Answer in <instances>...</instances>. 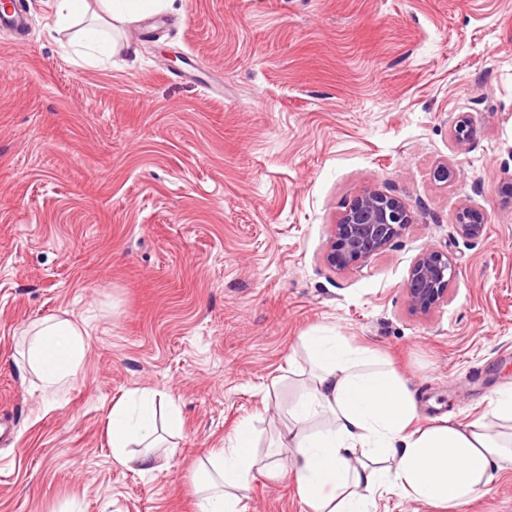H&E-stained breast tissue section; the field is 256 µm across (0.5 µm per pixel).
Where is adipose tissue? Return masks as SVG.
Here are the masks:
<instances>
[{
  "instance_id": "1",
  "label": "adipose tissue",
  "mask_w": 512,
  "mask_h": 512,
  "mask_svg": "<svg viewBox=\"0 0 512 512\" xmlns=\"http://www.w3.org/2000/svg\"><path fill=\"white\" fill-rule=\"evenodd\" d=\"M172 0H53L57 32L68 33L65 52L75 64L94 66L108 50L102 30L83 25L90 8L100 20L123 25L168 9ZM26 365L45 392L76 374L86 351V331L66 317L35 325ZM313 369L309 384L274 440L284 462L267 475H289L309 512H379L387 496L462 512L496 472L512 467V386L496 391L483 418L461 424L443 419L417 426L416 405L390 362L335 331L301 338ZM154 397L141 394L113 406L108 417L112 457L142 473L162 470L161 431H180L171 409L158 418ZM259 460L250 424H240L225 448L200 462L199 512H244Z\"/></svg>"
}]
</instances>
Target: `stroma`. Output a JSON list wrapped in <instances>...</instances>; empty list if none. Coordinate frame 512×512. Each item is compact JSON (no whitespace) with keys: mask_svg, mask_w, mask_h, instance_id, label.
<instances>
[{"mask_svg":"<svg viewBox=\"0 0 512 512\" xmlns=\"http://www.w3.org/2000/svg\"><path fill=\"white\" fill-rule=\"evenodd\" d=\"M17 4L28 31L0 29V512H198L199 461L241 422L274 461L313 329L389 358L423 425L475 420L512 383V0H175L97 67L63 52L52 0ZM370 189L416 221L335 270L331 226ZM465 203L489 216L474 244L454 230ZM427 241L458 277L419 318L404 281ZM63 314L87 347L50 395L15 361ZM145 390L183 419L154 474L107 436ZM244 505L308 512L263 475Z\"/></svg>","mask_w":512,"mask_h":512,"instance_id":"stroma-1","label":"stroma"}]
</instances>
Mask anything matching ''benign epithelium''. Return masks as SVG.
<instances>
[{
  "instance_id": "1",
  "label": "benign epithelium",
  "mask_w": 512,
  "mask_h": 512,
  "mask_svg": "<svg viewBox=\"0 0 512 512\" xmlns=\"http://www.w3.org/2000/svg\"><path fill=\"white\" fill-rule=\"evenodd\" d=\"M475 130L466 119L458 120L452 129L455 145L462 149L473 139ZM415 216L395 196L380 190H368L355 196L333 224L327 263L344 270L384 251L402 237ZM488 217L473 205H462L455 214L458 237L478 242L486 233ZM458 269L448 251L425 244L412 262L404 283L408 308L412 315L426 317L431 310L448 302L450 287Z\"/></svg>"
}]
</instances>
